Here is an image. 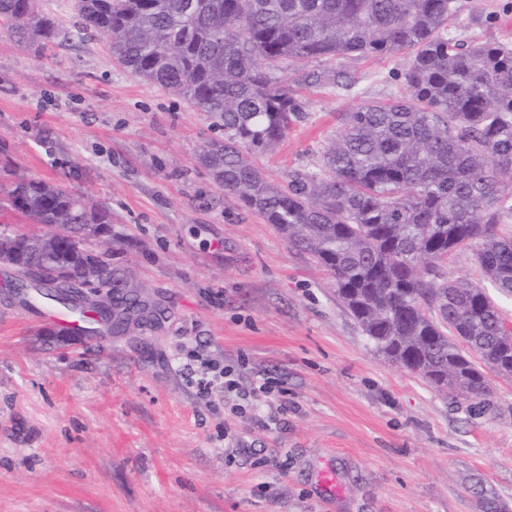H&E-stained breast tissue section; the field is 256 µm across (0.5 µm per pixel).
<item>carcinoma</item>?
<instances>
[{
    "label": "carcinoma",
    "mask_w": 512,
    "mask_h": 512,
    "mask_svg": "<svg viewBox=\"0 0 512 512\" xmlns=\"http://www.w3.org/2000/svg\"><path fill=\"white\" fill-rule=\"evenodd\" d=\"M83 30L106 35L112 58L140 79L186 98L224 130L203 161L244 208L333 279L336 294L376 352L439 390L484 403L486 370L512 376V325L485 289L448 281L441 264L476 247L486 278L512 296V236L496 226L512 212V46L452 34L455 0H75ZM0 27L57 35L32 0H0ZM405 53L410 96L356 106L340 117L321 165L270 181L254 158L273 151L302 109L282 84L284 66ZM306 84L349 91L336 69ZM7 205L36 224H111L86 197L18 179ZM98 249L25 253L16 235L0 250L16 264L95 281L128 278L112 266L111 229ZM47 278L20 300L60 306L84 335H121L151 320L141 293L119 296L112 316L68 303Z\"/></svg>",
    "instance_id": "obj_1"
}]
</instances>
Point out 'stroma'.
Returning a JSON list of instances; mask_svg holds the SVG:
<instances>
[{"label": "stroma", "mask_w": 512, "mask_h": 512, "mask_svg": "<svg viewBox=\"0 0 512 512\" xmlns=\"http://www.w3.org/2000/svg\"><path fill=\"white\" fill-rule=\"evenodd\" d=\"M465 41L512 44V0H456ZM50 42L0 30V190L59 184L107 211L111 261L159 320L63 341L0 268V512H512V376L478 410L376 354L310 255L243 209L203 165L218 133L203 112L113 62L73 0H34ZM404 54L342 59L348 92L281 77L303 117L257 158L269 179L315 168L340 115L403 97ZM493 294L473 248L444 264ZM241 387L243 411L200 398L190 365ZM334 487L317 475L325 467Z\"/></svg>", "instance_id": "35a3bbf8"}]
</instances>
